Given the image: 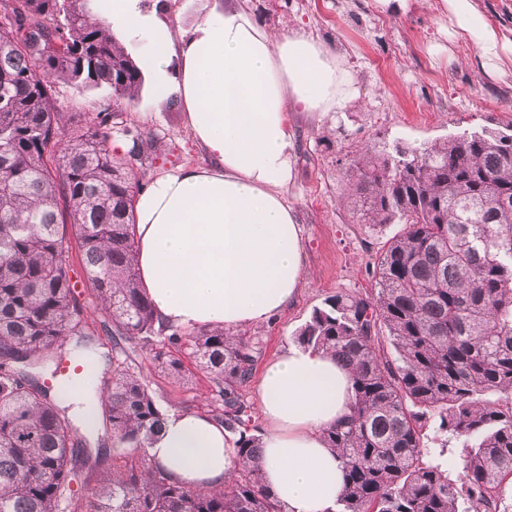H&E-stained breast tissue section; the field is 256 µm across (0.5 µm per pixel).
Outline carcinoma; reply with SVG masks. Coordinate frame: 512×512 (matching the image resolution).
Segmentation results:
<instances>
[{
	"mask_svg": "<svg viewBox=\"0 0 512 512\" xmlns=\"http://www.w3.org/2000/svg\"><path fill=\"white\" fill-rule=\"evenodd\" d=\"M60 82L131 100L143 72L88 0H0V512H285L261 483L244 401L259 338L157 319L133 233L136 170L156 142L125 129L131 146L116 154L112 106L64 112ZM345 195L357 223L405 228L375 262L370 294L327 297L296 334L352 371L353 413L324 435L342 465L337 512H508L512 126L365 150ZM73 244L112 335L98 403L113 467L85 500L73 484L85 483L87 442L37 372L71 346L97 351L72 282ZM137 344L155 348L160 373L179 383L185 356L211 375V413L238 457L224 488L186 487L151 458L166 413L136 370ZM452 442L463 444L455 478Z\"/></svg>",
	"mask_w": 512,
	"mask_h": 512,
	"instance_id": "obj_1",
	"label": "carcinoma"
}]
</instances>
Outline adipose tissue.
Returning <instances> with one entry per match:
<instances>
[{
	"instance_id": "1",
	"label": "adipose tissue",
	"mask_w": 512,
	"mask_h": 512,
	"mask_svg": "<svg viewBox=\"0 0 512 512\" xmlns=\"http://www.w3.org/2000/svg\"><path fill=\"white\" fill-rule=\"evenodd\" d=\"M460 36L488 63L512 54L478 0H442ZM112 27L148 37L142 69L159 103L177 97L208 161L152 177L135 196L141 281L156 315L184 328L243 331L279 315L302 282V238L283 190L292 177V111L335 112L354 101L352 73L313 37L276 34L238 6L212 9L187 37L143 13L139 0H95ZM93 372L66 390L87 432L99 428ZM256 399L262 483L287 512H328L341 464L324 432L352 411V374L332 356L297 346L267 365ZM150 453L176 481L223 488L237 467L232 439L206 415L172 412Z\"/></svg>"
}]
</instances>
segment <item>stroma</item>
Returning <instances> with one entry per match:
<instances>
[{"label":"stroma","mask_w":512,"mask_h":512,"mask_svg":"<svg viewBox=\"0 0 512 512\" xmlns=\"http://www.w3.org/2000/svg\"><path fill=\"white\" fill-rule=\"evenodd\" d=\"M225 0H140L143 12L162 10L173 28L184 31ZM253 21L273 31L293 29L315 37L345 62L359 96L336 112H297L292 152L294 178L285 195L294 208L303 244L304 281L296 298L278 316L249 328L260 337L261 363H269L288 344L324 299L343 291L371 293L372 264L387 241L403 230L399 224L372 227L352 219L341 196L349 164L360 149L379 153L395 143H426L466 128H503L512 124V61L490 71L480 49L452 37L453 25L441 0H409L406 10L389 13L376 0H244ZM66 112L91 113L113 105L126 131L155 137L161 152L138 175L140 183L186 164L208 158L189 135L181 109L155 107L152 81H145L133 101L115 100L104 87L79 91L56 86ZM142 377L164 410L210 412L211 382L195 372L179 385L161 376L153 352L133 354Z\"/></svg>","instance_id":"stroma-1"}]
</instances>
